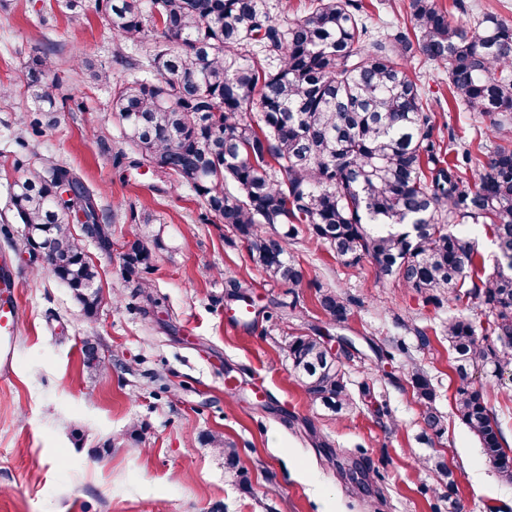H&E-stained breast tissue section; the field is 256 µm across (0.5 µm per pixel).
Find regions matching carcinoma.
I'll return each mask as SVG.
<instances>
[{
	"label": "carcinoma",
	"instance_id": "obj_1",
	"mask_svg": "<svg viewBox=\"0 0 512 512\" xmlns=\"http://www.w3.org/2000/svg\"><path fill=\"white\" fill-rule=\"evenodd\" d=\"M94 3L114 35L116 59L128 42L150 45L153 77L113 90V116L139 156L133 167L159 164L192 187L202 220L214 217L246 242L270 280L290 288L305 281L286 245L304 224L346 265L369 258L429 304L478 302L500 346L479 337L468 318H448L443 333L462 381L456 413L512 482L500 423L469 381L472 371L512 370V24L482 12L466 25L440 0H411L410 26L381 34L366 26L364 0H313L306 16L288 23L273 18L267 0ZM415 53L448 67L452 99L488 121L499 143L479 155L451 139L443 148L425 91L404 66ZM48 71L41 56L28 63L35 111L49 117L72 97ZM476 167L475 186L461 187L460 173ZM11 202L15 218L33 230L23 237L28 253L47 251L45 270L94 316L98 271L71 229L81 212L90 234L111 247L94 192L49 163L14 182ZM462 224L491 231L500 254L493 273H481ZM278 225L287 230L265 231ZM164 249L159 233L134 235L122 254L125 281L152 287L148 275ZM317 294L343 326L350 303L328 288ZM284 350L312 400L337 414L353 406L344 362L319 329L290 337ZM82 355L85 368L101 367L94 342H84ZM410 379L425 430L440 434L444 418L430 377L416 367ZM201 443L235 467L232 443L213 434Z\"/></svg>",
	"mask_w": 512,
	"mask_h": 512
}]
</instances>
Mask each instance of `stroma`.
<instances>
[{
	"mask_svg": "<svg viewBox=\"0 0 512 512\" xmlns=\"http://www.w3.org/2000/svg\"><path fill=\"white\" fill-rule=\"evenodd\" d=\"M43 52L74 99L36 132L21 119L34 111L27 65ZM408 66L442 105L437 135L491 144L478 134L481 120L452 102L446 66L418 54ZM100 71L109 80L97 79ZM144 74L115 64L112 33L94 8L72 15L49 0H0V255L18 276L22 314L12 369L0 379V512H512V483L456 416L461 380L442 332L455 304L425 303L371 260L345 266L304 230L288 242L306 270L303 285L264 281L243 241L218 220L201 221L188 186L131 167L112 95L116 83ZM50 162L94 191L111 224L107 250L73 229L99 272L102 303L91 318L30 258L10 221L14 181ZM134 213L151 214L166 244L148 289L123 273ZM231 278L255 303L249 326L229 325ZM320 286L350 299L344 328L320 309ZM273 300L299 306L271 318L263 308ZM314 327L359 350L345 363L357 406L340 416L311 401L281 350L286 337ZM89 336L105 360L97 374L82 365ZM372 341L390 359H378ZM416 366L435 387L442 434L425 432L410 383ZM258 378L270 394L262 402L251 396ZM473 380L512 445V372ZM133 425L140 439L130 438ZM210 432L235 443L237 468L201 444ZM430 456L445 463L448 481L425 468ZM350 465L367 471L366 482L345 477Z\"/></svg>",
	"mask_w": 512,
	"mask_h": 512,
	"instance_id": "1",
	"label": "stroma"
}]
</instances>
